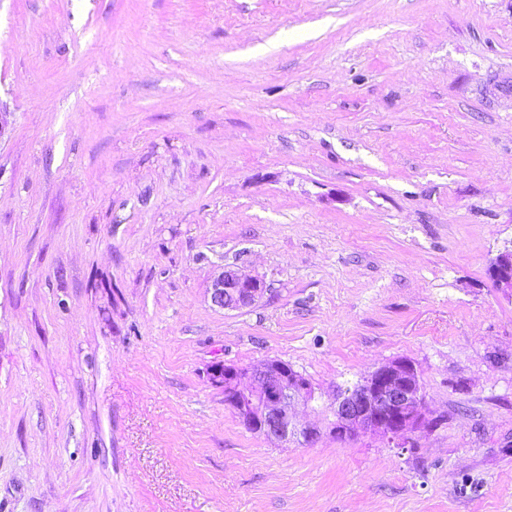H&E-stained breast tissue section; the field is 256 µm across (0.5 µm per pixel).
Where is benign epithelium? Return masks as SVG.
<instances>
[{
  "instance_id": "benign-epithelium-1",
  "label": "benign epithelium",
  "mask_w": 512,
  "mask_h": 512,
  "mask_svg": "<svg viewBox=\"0 0 512 512\" xmlns=\"http://www.w3.org/2000/svg\"><path fill=\"white\" fill-rule=\"evenodd\" d=\"M487 276L498 292L512 298V245L490 261ZM268 293L258 276L224 267L209 288L211 304L222 310L242 311L258 304ZM213 384L224 387V405L248 428L280 442L312 445L321 430L296 420L295 403L318 408L330 417L329 433L355 437L376 433L396 448H414V433L433 429L439 418L427 401L419 372L406 358L395 359L353 385L334 391L323 401L318 388L277 359L252 369H238L222 361L210 366Z\"/></svg>"
}]
</instances>
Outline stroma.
Returning a JSON list of instances; mask_svg holds the SVG:
<instances>
[{
	"label": "stroma",
	"instance_id": "1",
	"mask_svg": "<svg viewBox=\"0 0 512 512\" xmlns=\"http://www.w3.org/2000/svg\"><path fill=\"white\" fill-rule=\"evenodd\" d=\"M0 110V512H512V0H0ZM397 358L412 449L208 375ZM487 276L498 292L512 298V243L490 261ZM268 293L258 276L242 273L233 266L224 269L212 280L209 288L211 304L222 310L242 311L258 304Z\"/></svg>",
	"mask_w": 512,
	"mask_h": 512
}]
</instances>
